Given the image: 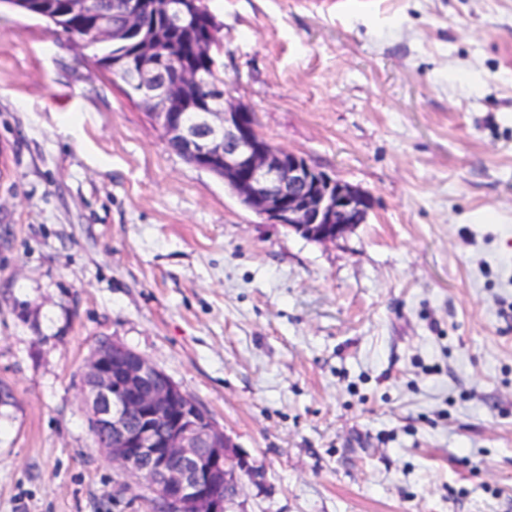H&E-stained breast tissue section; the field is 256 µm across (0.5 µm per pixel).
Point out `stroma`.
Wrapping results in <instances>:
<instances>
[{
  "instance_id": "35a3bbf8",
  "label": "stroma",
  "mask_w": 512,
  "mask_h": 512,
  "mask_svg": "<svg viewBox=\"0 0 512 512\" xmlns=\"http://www.w3.org/2000/svg\"><path fill=\"white\" fill-rule=\"evenodd\" d=\"M227 97L369 193L324 245L0 8V512H157L95 444L99 337L256 475L228 512H512V0H206Z\"/></svg>"
}]
</instances>
